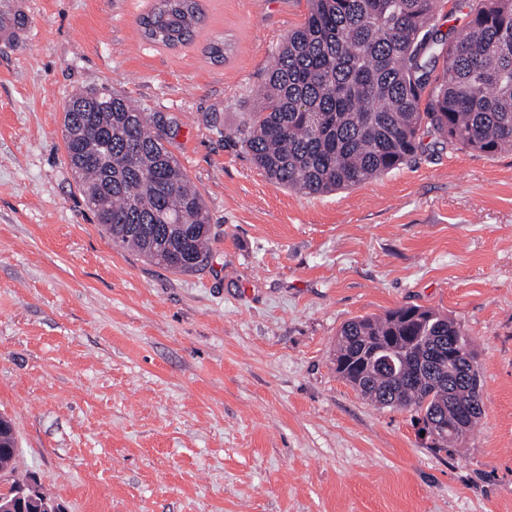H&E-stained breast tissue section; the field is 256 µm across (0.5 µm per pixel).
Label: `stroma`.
<instances>
[{"label": "stroma", "instance_id": "obj_1", "mask_svg": "<svg viewBox=\"0 0 512 512\" xmlns=\"http://www.w3.org/2000/svg\"><path fill=\"white\" fill-rule=\"evenodd\" d=\"M34 2V40L0 52V491L29 477L62 512H512V153L424 130L354 189H284L237 131L307 0H201L176 48L140 36L153 0ZM102 86L171 121L210 215L203 269L116 246L89 209L64 111ZM402 306L478 351L485 414L460 451L330 362L345 322ZM1 420H3L4 428L1 431ZM13 425L10 419L5 416L0 417V438L3 437L2 441L4 442V446L0 445V472L11 471L15 456L17 454L18 448H16V439L13 432ZM10 431L12 432L11 436H8ZM10 445V446H9ZM9 446V447H8Z\"/></svg>", "mask_w": 512, "mask_h": 512}]
</instances>
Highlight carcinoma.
<instances>
[{
	"instance_id": "carcinoma-1",
	"label": "carcinoma",
	"mask_w": 512,
	"mask_h": 512,
	"mask_svg": "<svg viewBox=\"0 0 512 512\" xmlns=\"http://www.w3.org/2000/svg\"><path fill=\"white\" fill-rule=\"evenodd\" d=\"M446 0H308L304 22L278 47L239 139L272 182L307 195L358 187L407 164L427 127L494 156L512 150V0H458L467 28L440 30ZM199 0H154L139 20L162 46L193 41ZM442 63L441 71L436 64ZM171 127L122 94L75 101L64 147L88 206L123 248L174 272L205 265L211 225L186 170L167 149ZM333 364L372 405L407 411L420 430L484 414L477 353L460 323L401 307L340 329ZM0 430V472L17 454ZM0 492V509L31 512Z\"/></svg>"
}]
</instances>
